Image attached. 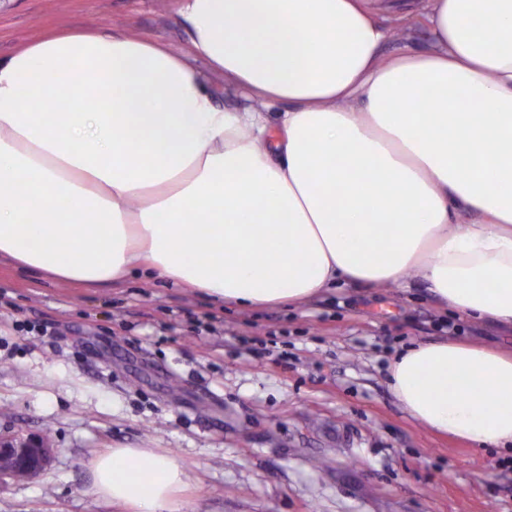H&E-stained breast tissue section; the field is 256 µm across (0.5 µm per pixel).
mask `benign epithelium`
Here are the masks:
<instances>
[{
  "label": "benign epithelium",
  "instance_id": "7a95c632",
  "mask_svg": "<svg viewBox=\"0 0 512 512\" xmlns=\"http://www.w3.org/2000/svg\"><path fill=\"white\" fill-rule=\"evenodd\" d=\"M53 448L44 435L16 434L0 436V480L14 478L18 471L34 478L51 462Z\"/></svg>",
  "mask_w": 512,
  "mask_h": 512
}]
</instances>
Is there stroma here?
Wrapping results in <instances>:
<instances>
[{
  "label": "stroma",
  "mask_w": 512,
  "mask_h": 512,
  "mask_svg": "<svg viewBox=\"0 0 512 512\" xmlns=\"http://www.w3.org/2000/svg\"><path fill=\"white\" fill-rule=\"evenodd\" d=\"M180 7L0 0V57L78 27L185 53ZM400 25L382 55L430 48L423 17ZM452 325L512 349L511 327L454 315L420 281L240 308L139 277L58 284L1 258L0 435H47L54 455L34 479L0 480V512H126L87 490L91 460L111 448L175 456L188 474L175 512H512V452L428 431L389 387L396 351Z\"/></svg>",
  "instance_id": "stroma-1"
}]
</instances>
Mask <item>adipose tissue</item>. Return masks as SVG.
Instances as JSON below:
<instances>
[{
  "label": "adipose tissue",
  "instance_id": "obj_1",
  "mask_svg": "<svg viewBox=\"0 0 512 512\" xmlns=\"http://www.w3.org/2000/svg\"><path fill=\"white\" fill-rule=\"evenodd\" d=\"M422 3L431 48L392 57L394 0H183L187 56L75 29L0 58V258L245 308L417 278L512 325V0ZM192 55L253 107H217ZM388 379L432 433L512 448V350L422 343ZM90 472V493L133 512H173L187 484L151 448Z\"/></svg>",
  "mask_w": 512,
  "mask_h": 512
}]
</instances>
